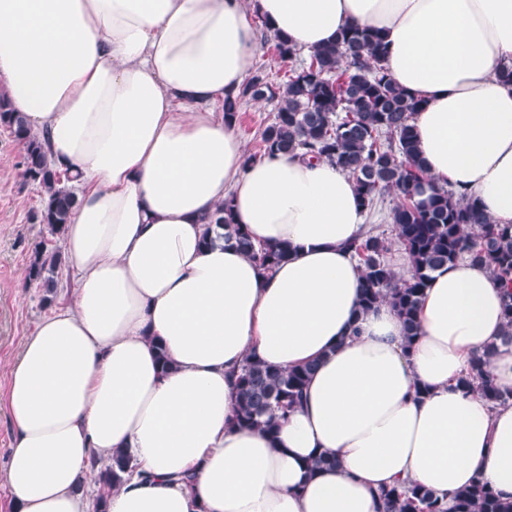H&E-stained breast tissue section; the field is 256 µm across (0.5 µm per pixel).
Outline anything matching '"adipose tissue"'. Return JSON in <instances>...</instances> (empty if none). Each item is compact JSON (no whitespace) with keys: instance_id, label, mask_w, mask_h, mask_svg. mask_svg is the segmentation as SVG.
Masks as SVG:
<instances>
[{"instance_id":"obj_1","label":"adipose tissue","mask_w":512,"mask_h":512,"mask_svg":"<svg viewBox=\"0 0 512 512\" xmlns=\"http://www.w3.org/2000/svg\"><path fill=\"white\" fill-rule=\"evenodd\" d=\"M258 17L308 52L378 30L388 74L423 101L427 185L512 224V0H0V92L76 188L62 232L75 285L7 372L12 512H92L91 459L117 451L137 472L107 512H378L382 488L445 499L477 475L512 503V401L459 384L494 342L490 373L512 392L500 286L465 260L436 270L410 345L390 304L361 310L352 181L324 159L247 162L211 108L242 87ZM226 202L288 259L267 272L204 245ZM249 357L317 364L273 438L235 424L232 372ZM322 452L337 466L309 473Z\"/></svg>"}]
</instances>
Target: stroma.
I'll use <instances>...</instances> for the list:
<instances>
[{
	"label": "stroma",
	"mask_w": 512,
	"mask_h": 512,
	"mask_svg": "<svg viewBox=\"0 0 512 512\" xmlns=\"http://www.w3.org/2000/svg\"><path fill=\"white\" fill-rule=\"evenodd\" d=\"M21 153L9 130L0 126V473L5 470L12 440L5 369L51 309L43 300V289L27 282V268L36 243L45 239L50 247L61 245L60 238L49 237L42 225L32 221L41 206V192L24 181L18 166Z\"/></svg>",
	"instance_id": "1"
}]
</instances>
